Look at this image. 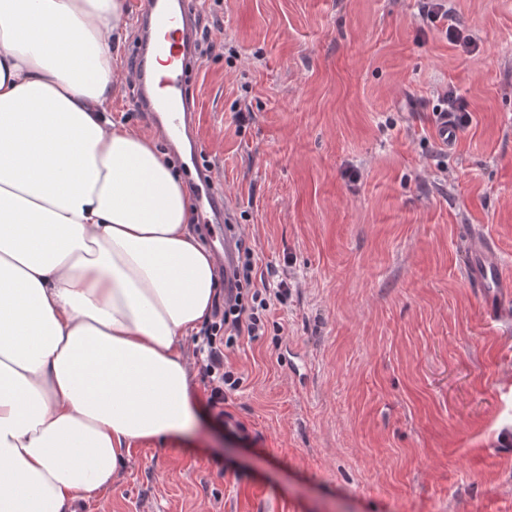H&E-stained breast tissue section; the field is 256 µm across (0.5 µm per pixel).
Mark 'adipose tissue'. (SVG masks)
I'll use <instances>...</instances> for the list:
<instances>
[{
  "label": "adipose tissue",
  "instance_id": "ef3b65f1",
  "mask_svg": "<svg viewBox=\"0 0 512 512\" xmlns=\"http://www.w3.org/2000/svg\"><path fill=\"white\" fill-rule=\"evenodd\" d=\"M125 0H0V512H70L196 407L217 294L183 183L107 118Z\"/></svg>",
  "mask_w": 512,
  "mask_h": 512
}]
</instances>
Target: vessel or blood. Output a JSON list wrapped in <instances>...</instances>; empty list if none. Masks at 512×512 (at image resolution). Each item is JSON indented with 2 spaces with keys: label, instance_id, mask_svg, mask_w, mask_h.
<instances>
[{
  "label": "vessel or blood",
  "instance_id": "vessel-or-blood-1",
  "mask_svg": "<svg viewBox=\"0 0 512 512\" xmlns=\"http://www.w3.org/2000/svg\"><path fill=\"white\" fill-rule=\"evenodd\" d=\"M197 0H144L136 11L138 41L135 70L138 107L149 122L162 124L164 137L173 148L195 142L197 116L187 83L199 65ZM167 56L170 67L157 75L153 60ZM199 191L196 214L208 241L224 267L234 261L233 242L224 231L227 203L215 188L213 172L205 166L196 169ZM465 275L483 290L486 314L494 319L512 315V273L505 271L493 243L480 232H473L467 246Z\"/></svg>",
  "mask_w": 512,
  "mask_h": 512
}]
</instances>
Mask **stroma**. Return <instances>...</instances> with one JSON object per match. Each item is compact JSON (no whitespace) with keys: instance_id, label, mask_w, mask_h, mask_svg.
<instances>
[{"instance_id":"35a3bbf8","label":"stroma","mask_w":512,"mask_h":512,"mask_svg":"<svg viewBox=\"0 0 512 512\" xmlns=\"http://www.w3.org/2000/svg\"><path fill=\"white\" fill-rule=\"evenodd\" d=\"M453 6L476 44L416 0H203L201 150L288 301L226 352L245 434L191 335L194 430L133 442L73 512H512V322L464 274L470 227L512 268V0ZM132 49L109 116L147 137ZM447 90L471 115L448 147ZM421 2L419 13L422 17L429 19L431 22L440 23L442 32L445 33L448 40L458 42L463 40L466 43H471L472 40L469 35L463 36V31L460 28L456 17L447 8V5L439 0H426Z\"/></svg>"}]
</instances>
